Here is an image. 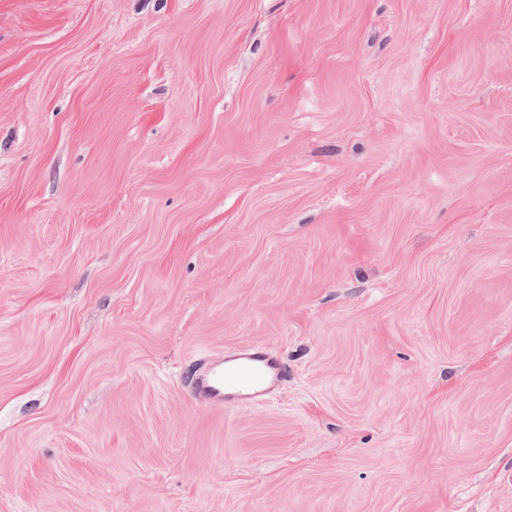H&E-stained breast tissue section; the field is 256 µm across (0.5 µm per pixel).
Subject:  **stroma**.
<instances>
[{
  "instance_id": "stroma-1",
  "label": "stroma",
  "mask_w": 512,
  "mask_h": 512,
  "mask_svg": "<svg viewBox=\"0 0 512 512\" xmlns=\"http://www.w3.org/2000/svg\"><path fill=\"white\" fill-rule=\"evenodd\" d=\"M0 512H512V0H0ZM214 359L196 365L188 381L195 398L210 408L253 405L281 378L277 359L261 343L242 345Z\"/></svg>"
}]
</instances>
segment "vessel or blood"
Segmentation results:
<instances>
[{"instance_id": "b4317fda", "label": "vessel or blood", "mask_w": 512, "mask_h": 512, "mask_svg": "<svg viewBox=\"0 0 512 512\" xmlns=\"http://www.w3.org/2000/svg\"><path fill=\"white\" fill-rule=\"evenodd\" d=\"M280 366L261 343L245 344L196 365L188 385L195 398L211 408L247 406L259 402L278 385Z\"/></svg>"}]
</instances>
